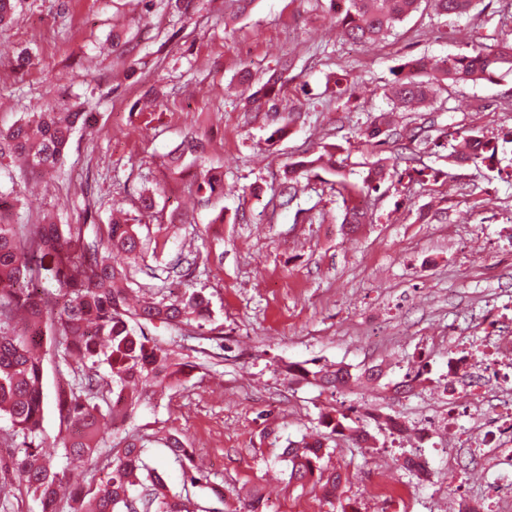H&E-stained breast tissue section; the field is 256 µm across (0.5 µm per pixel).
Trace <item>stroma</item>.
<instances>
[{"label":"stroma","mask_w":512,"mask_h":512,"mask_svg":"<svg viewBox=\"0 0 512 512\" xmlns=\"http://www.w3.org/2000/svg\"><path fill=\"white\" fill-rule=\"evenodd\" d=\"M196 2L186 19L164 0L149 11L132 0H25L17 23L0 29V128L47 106L94 114L91 129L75 132L66 148V177L19 183L18 198L33 204L30 223L48 215L85 224L92 243L113 208L137 215L140 194L155 192L157 214L136 230L165 248L133 263L130 288L169 294L176 264L189 267L192 287L211 301L221 341L175 348L176 361L195 362V370L154 388L134 412L150 437L153 466L181 489L183 472L162 443L173 434L191 444L212 487L227 493L220 500L212 487L190 489L207 512H234L235 490L253 487L276 512H331L319 488L289 481L278 452L287 440L323 434L321 414L343 406L373 441L361 448L350 436H332L321 464L348 476L343 499L358 512H395L370 493L380 473L404 489L408 512H453L448 484L460 476L469 495L482 498L471 459L449 467L438 450L441 435L425 450L434 483L416 482L403 467L412 437L393 441L381 417L420 424L443 399L449 337L482 339L512 325L500 314L512 302V180L442 157L413 137L430 127L475 129L491 139L512 128V75L452 86L432 106L398 113V142L370 152L363 140L372 120L391 110L385 89L401 64L421 58L432 66L464 53L472 38L512 35V0H483L476 18L440 17L424 2L371 47L340 37L328 0ZM119 21L134 51L112 48ZM22 47L37 63L17 72L12 56ZM288 58L277 112L250 111L238 71L249 67L257 88ZM347 70L362 85L350 98L336 94ZM281 126L286 134L271 140ZM190 136L224 169L223 196L206 203L190 177L167 167L170 152ZM327 146L338 172L313 168L297 198L285 202L288 164ZM411 155L429 174L398 182ZM378 156L396 175L365 197L368 223L349 230L332 185L340 174L361 182ZM42 356L50 446L65 376L51 351ZM313 362L355 372L378 365L384 375L334 393L291 370ZM419 372L423 382L400 390L406 375Z\"/></svg>","instance_id":"stroma-1"}]
</instances>
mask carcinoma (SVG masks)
<instances>
[{
    "label": "carcinoma",
    "mask_w": 512,
    "mask_h": 512,
    "mask_svg": "<svg viewBox=\"0 0 512 512\" xmlns=\"http://www.w3.org/2000/svg\"><path fill=\"white\" fill-rule=\"evenodd\" d=\"M423 0H330L343 37L362 45L375 44L395 26L416 12ZM436 14L462 16L473 12L481 0H428ZM23 0H0V29L15 23ZM512 73V43L504 39L494 46L480 41L451 62L430 69L416 60L400 68L390 94L397 105L411 109L451 83H476ZM283 84L274 73L259 88L267 99L279 96ZM93 113L83 111L38 112L0 128V160L7 156L24 160L22 178L60 173L65 149L73 133L91 122ZM424 143L450 149L448 157L476 161L486 152L512 145V129L502 144L486 140L477 131L462 136L468 152L441 137L429 135ZM204 145L186 139L170 155L168 167L180 173L186 157L198 159ZM335 166L332 153L292 163L285 171L286 189L296 190L299 178L318 163ZM390 176L383 159L369 169L363 185L337 182L345 207L344 223L362 224L365 213L356 198L378 191ZM197 191L207 197L224 194V171L210 167L199 173ZM107 245L100 250L84 243L83 225L7 223L0 218V416L10 421V436L21 439L20 454L0 457V512H21L25 497L39 503L40 512H192L188 496L166 484L147 462L140 429L116 435L103 430L104 421L127 419L147 388L172 384L189 375L188 366L176 363L164 344L151 336L149 327L166 326L182 340L205 334L213 325L209 298L196 288L138 306L127 301V261L147 254L145 243L129 219L113 221L105 228ZM51 257L53 266L45 267ZM48 337L54 355L73 373L59 388L56 406L66 434L61 449L50 450L40 440L44 420L43 358L36 354L42 337ZM108 366L107 376L99 373ZM301 376L316 386L343 390L362 380L376 379L373 368L354 374L346 366L321 365L302 369ZM348 414L338 410L326 421L331 434L346 431L361 444L372 435L347 424ZM167 448L183 468V486L197 487L206 476L193 465L192 451L177 436L167 438ZM327 446L320 439L289 441L280 458L288 463L289 479L303 483L316 478L328 498L340 499L342 474L326 471L320 461ZM84 467L83 483L66 487L68 471ZM235 512H262L263 497L254 490L238 498Z\"/></svg>",
    "instance_id": "carcinoma-1"
}]
</instances>
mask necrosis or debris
<instances>
[{
    "mask_svg": "<svg viewBox=\"0 0 512 512\" xmlns=\"http://www.w3.org/2000/svg\"><path fill=\"white\" fill-rule=\"evenodd\" d=\"M447 398L437 408L448 434V458L476 460L490 486L474 501L463 486L450 489L458 512H512V333L500 332L481 345L462 344L448 358ZM470 430L460 434L459 422Z\"/></svg>",
    "mask_w": 512,
    "mask_h": 512,
    "instance_id": "4bbe7bcc",
    "label": "necrosis or debris"
}]
</instances>
